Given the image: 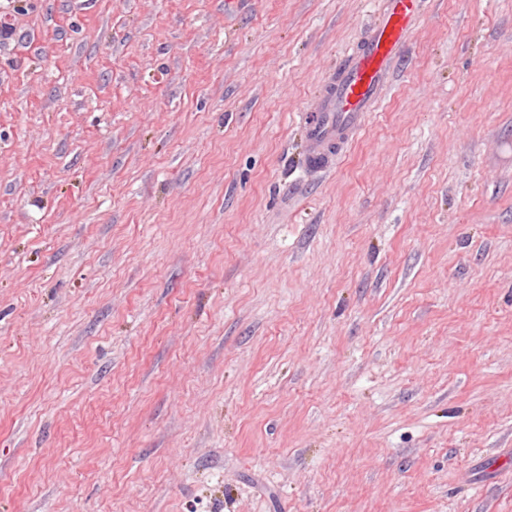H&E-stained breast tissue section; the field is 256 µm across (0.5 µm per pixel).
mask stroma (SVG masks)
Returning <instances> with one entry per match:
<instances>
[{
  "label": "stroma",
  "mask_w": 512,
  "mask_h": 512,
  "mask_svg": "<svg viewBox=\"0 0 512 512\" xmlns=\"http://www.w3.org/2000/svg\"><path fill=\"white\" fill-rule=\"evenodd\" d=\"M0 0V512H512V0ZM386 1L367 43L338 67L317 106L304 115L307 160L316 168L325 166L336 146L352 137L377 106L421 12L422 0Z\"/></svg>",
  "instance_id": "35a3bbf8"
}]
</instances>
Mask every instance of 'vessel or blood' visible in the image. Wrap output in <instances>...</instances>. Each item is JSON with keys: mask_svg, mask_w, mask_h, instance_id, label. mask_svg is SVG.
Returning a JSON list of instances; mask_svg holds the SVG:
<instances>
[{"mask_svg": "<svg viewBox=\"0 0 512 512\" xmlns=\"http://www.w3.org/2000/svg\"><path fill=\"white\" fill-rule=\"evenodd\" d=\"M421 7V0H387L366 44L338 67L308 116V159L314 167H324L336 146L352 137L377 106Z\"/></svg>", "mask_w": 512, "mask_h": 512, "instance_id": "vessel-or-blood-1", "label": "vessel or blood"}]
</instances>
